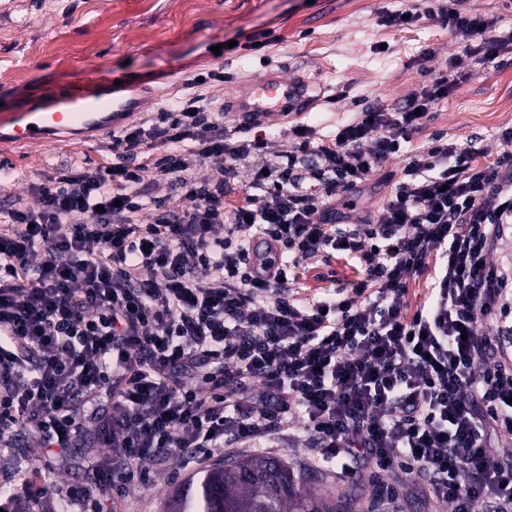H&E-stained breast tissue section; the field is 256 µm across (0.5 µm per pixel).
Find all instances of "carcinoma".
Masks as SVG:
<instances>
[{
	"instance_id": "obj_1",
	"label": "carcinoma",
	"mask_w": 512,
	"mask_h": 512,
	"mask_svg": "<svg viewBox=\"0 0 512 512\" xmlns=\"http://www.w3.org/2000/svg\"><path fill=\"white\" fill-rule=\"evenodd\" d=\"M306 483L285 459L226 460L179 483L164 512H341L342 504Z\"/></svg>"
}]
</instances>
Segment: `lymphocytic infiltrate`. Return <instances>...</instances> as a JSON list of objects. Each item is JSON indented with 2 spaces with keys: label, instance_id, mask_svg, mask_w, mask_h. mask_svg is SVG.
I'll use <instances>...</instances> for the list:
<instances>
[{
  "label": "lymphocytic infiltrate",
  "instance_id": "f902f5d3",
  "mask_svg": "<svg viewBox=\"0 0 512 512\" xmlns=\"http://www.w3.org/2000/svg\"><path fill=\"white\" fill-rule=\"evenodd\" d=\"M459 0L384 10L380 25L432 19L463 46L512 53V29ZM451 86L376 103L325 136L228 127L194 96L112 138L135 166H100L32 186L0 208V443L31 431L47 452L86 441L92 485H147L164 452L280 440L344 478L370 468L385 512L404 482L441 512H512V129L497 159L435 136L405 144ZM175 147L154 161L157 144ZM373 218L355 215L372 176ZM222 161L221 176L201 175ZM181 190L153 197L158 178ZM353 259L349 288L300 296L291 274L323 254ZM426 304L407 313L412 275ZM121 458L105 456L108 448Z\"/></svg>",
  "mask_w": 512,
  "mask_h": 512
}]
</instances>
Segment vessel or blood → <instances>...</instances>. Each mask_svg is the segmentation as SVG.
<instances>
[{"label": "vessel or blood", "instance_id": "1", "mask_svg": "<svg viewBox=\"0 0 512 512\" xmlns=\"http://www.w3.org/2000/svg\"><path fill=\"white\" fill-rule=\"evenodd\" d=\"M277 91L274 77L256 78L248 96L225 111V121L237 127L265 122ZM133 116L130 99L113 90L110 76L79 69L65 91H45L40 106L22 108L8 116L5 126L0 127V142L16 146L45 144L69 139L76 130L90 139L120 128Z\"/></svg>", "mask_w": 512, "mask_h": 512}]
</instances>
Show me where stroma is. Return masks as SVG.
Returning a JSON list of instances; mask_svg holds the SVG:
<instances>
[{"label": "stroma", "mask_w": 512, "mask_h": 512, "mask_svg": "<svg viewBox=\"0 0 512 512\" xmlns=\"http://www.w3.org/2000/svg\"><path fill=\"white\" fill-rule=\"evenodd\" d=\"M416 0H0V114L36 103L40 86L69 83L74 69L85 68L138 81L137 110L157 112L187 97L184 80L192 74L223 72L198 91L222 104L234 89H246L266 70L287 69L321 91L306 121L332 134L350 113L383 100H404L433 77L417 64L424 51L440 57L461 55L462 47L439 23L409 29L381 26L384 9L406 8ZM261 32L272 39L260 52L244 45ZM237 41L238 49L224 45ZM222 45L214 54V45ZM463 78L435 107L433 119L414 136L412 147L431 135L471 146L480 164L493 162L502 149L499 135L512 128V60L484 64L465 59ZM110 135L26 147L0 146V200L27 196L32 183L76 166L92 170L113 162ZM359 278L349 258L335 255L308 260L295 287L309 297ZM242 448L206 455L199 465H184L171 450L162 472L149 486L129 485L122 494L104 492L106 512H163L172 488L226 458L245 456ZM88 449L47 454L32 437L16 435L0 445V483L21 468L55 473L69 486L86 484ZM316 493H333L353 512H367L373 486L368 474L337 478L320 468L309 483Z\"/></svg>", "instance_id": "stroma-1"}]
</instances>
